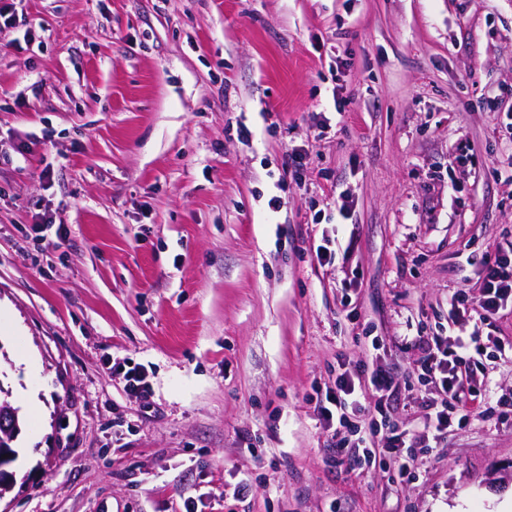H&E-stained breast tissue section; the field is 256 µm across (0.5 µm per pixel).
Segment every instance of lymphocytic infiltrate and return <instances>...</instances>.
<instances>
[{"mask_svg": "<svg viewBox=\"0 0 512 512\" xmlns=\"http://www.w3.org/2000/svg\"><path fill=\"white\" fill-rule=\"evenodd\" d=\"M481 288L482 295L474 305L465 293L455 294L449 302V320L467 315L483 323L512 303V243L497 247L485 257ZM414 344L422 354L416 383L434 387L433 392L418 399L426 436L438 440L448 430L465 429L474 417L494 410L502 415L512 412V398L484 400L480 388L472 384L473 374L480 369L485 354L478 333L453 344L442 332L418 335ZM366 383L376 395L370 406L361 401L362 386ZM414 385H398L390 372L380 368L373 369L365 381L343 371L337 373L334 388L326 390L324 398L318 400V414L326 430L338 437L340 447L354 449L356 465L369 466L391 459L395 462L396 478L409 482L416 479V463L426 458L430 447L415 445L409 430L393 420L389 399L399 391H413ZM375 437L382 438L383 447L372 446Z\"/></svg>", "mask_w": 512, "mask_h": 512, "instance_id": "lymphocytic-infiltrate-1", "label": "lymphocytic infiltrate"}]
</instances>
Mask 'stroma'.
<instances>
[{"instance_id":"1","label":"stroma","mask_w":512,"mask_h":512,"mask_svg":"<svg viewBox=\"0 0 512 512\" xmlns=\"http://www.w3.org/2000/svg\"><path fill=\"white\" fill-rule=\"evenodd\" d=\"M21 9L28 26L0 30V388L21 428L0 512H493L512 495V416L448 432L402 484L333 465L314 410L341 360L415 379L413 336L452 294L476 301L483 251L512 239L494 174L512 159V0ZM475 331L491 396H512V311L455 328ZM126 361L149 400L111 372ZM112 369H114L115 372L123 373L126 381V387L130 392L138 395L145 401L147 400L151 393L148 385L149 372L144 365L135 364L134 366L126 369L124 364L120 365L114 363L112 364Z\"/></svg>"}]
</instances>
